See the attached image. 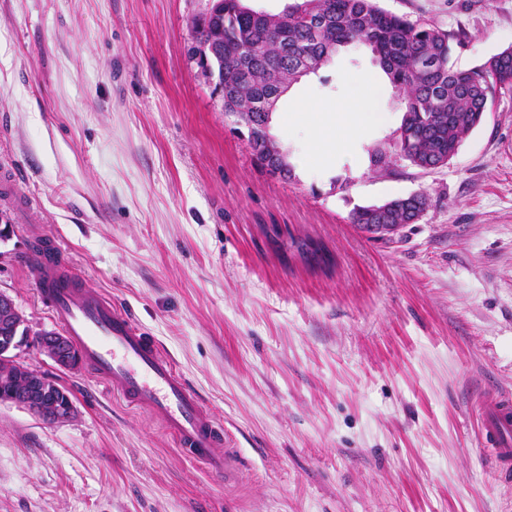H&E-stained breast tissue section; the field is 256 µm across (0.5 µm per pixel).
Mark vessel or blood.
Wrapping results in <instances>:
<instances>
[{
    "mask_svg": "<svg viewBox=\"0 0 512 512\" xmlns=\"http://www.w3.org/2000/svg\"><path fill=\"white\" fill-rule=\"evenodd\" d=\"M29 275L83 360L128 406L143 408L210 474L225 478L229 458L221 422L201 402L187 380L157 345L144 336L120 305L82 286L68 265L61 243L50 242L41 256L27 260ZM480 423L498 478L512 480V395L480 401Z\"/></svg>",
    "mask_w": 512,
    "mask_h": 512,
    "instance_id": "vessel-or-blood-1",
    "label": "vessel or blood"
}]
</instances>
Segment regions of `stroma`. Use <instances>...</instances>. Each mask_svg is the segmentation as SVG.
<instances>
[{
    "instance_id": "obj_1",
    "label": "stroma",
    "mask_w": 512,
    "mask_h": 512,
    "mask_svg": "<svg viewBox=\"0 0 512 512\" xmlns=\"http://www.w3.org/2000/svg\"><path fill=\"white\" fill-rule=\"evenodd\" d=\"M467 38V69L506 48L512 0H379ZM210 0H0V170L35 206L0 243V291L31 334L19 361L69 389L48 424L0 404V512H512L476 400L512 391V92L445 166L397 158L403 110L361 146L311 127L272 136L291 180L254 159L193 53ZM369 48L294 85L347 111ZM392 160L379 169L374 149ZM413 193L428 207L388 239L350 221ZM59 240L224 423L228 481L178 448L89 366L35 339L60 331L24 266Z\"/></svg>"
}]
</instances>
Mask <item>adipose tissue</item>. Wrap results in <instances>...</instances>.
<instances>
[{
  "label": "adipose tissue",
  "instance_id": "ef3b65f1",
  "mask_svg": "<svg viewBox=\"0 0 512 512\" xmlns=\"http://www.w3.org/2000/svg\"><path fill=\"white\" fill-rule=\"evenodd\" d=\"M378 79L368 74L361 79V90L347 112H322L316 105L302 104L297 111L289 113V124L300 126L313 123L315 134L306 149L313 156H322L325 140L329 134L349 142H360L369 137L381 122L380 113L374 110L375 93Z\"/></svg>",
  "mask_w": 512,
  "mask_h": 512
}]
</instances>
